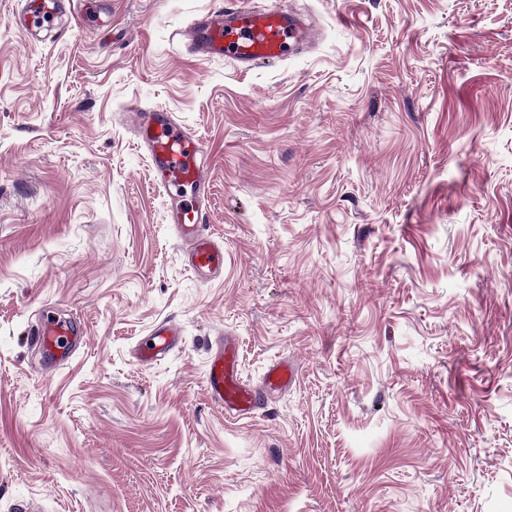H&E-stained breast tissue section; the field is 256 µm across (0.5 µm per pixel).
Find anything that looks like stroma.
Here are the masks:
<instances>
[{"instance_id":"1","label":"stroma","mask_w":512,"mask_h":512,"mask_svg":"<svg viewBox=\"0 0 512 512\" xmlns=\"http://www.w3.org/2000/svg\"><path fill=\"white\" fill-rule=\"evenodd\" d=\"M97 2L30 34L0 0V512H512V0H257L314 45L247 72L180 39L225 0ZM135 104L204 143L219 278ZM46 308L84 331L47 380ZM220 331L298 384L226 419ZM181 341V326L173 320L163 321L156 325L148 336L139 339L132 350V355L142 364H156L175 351Z\"/></svg>"}]
</instances>
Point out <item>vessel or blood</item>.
I'll list each match as a JSON object with an SVG mask.
<instances>
[{"mask_svg":"<svg viewBox=\"0 0 512 512\" xmlns=\"http://www.w3.org/2000/svg\"><path fill=\"white\" fill-rule=\"evenodd\" d=\"M70 8L87 19L95 11L92 0H26L13 21L28 30L38 29ZM305 37V27L287 10L260 9L253 0H232L230 6L196 19L182 34L193 53L206 59L224 58L241 70L283 60L302 47ZM127 122L151 160L155 184L168 197V222L187 247L190 271L201 278L219 277L224 270V242L206 233L202 226L211 194L207 156L200 138L159 106L130 107ZM34 334L54 364L70 358L69 340L75 334L71 322L46 314ZM181 341L180 325L167 320L139 339L132 355L139 362L152 365L167 358ZM238 358V346L232 337L217 335L209 345L204 379L207 395L228 419L253 417L262 392L288 389L298 377L292 362L275 361L268 365L263 385L257 388L241 378Z\"/></svg>","mask_w":512,"mask_h":512,"instance_id":"vessel-or-blood-1","label":"vessel or blood"}]
</instances>
